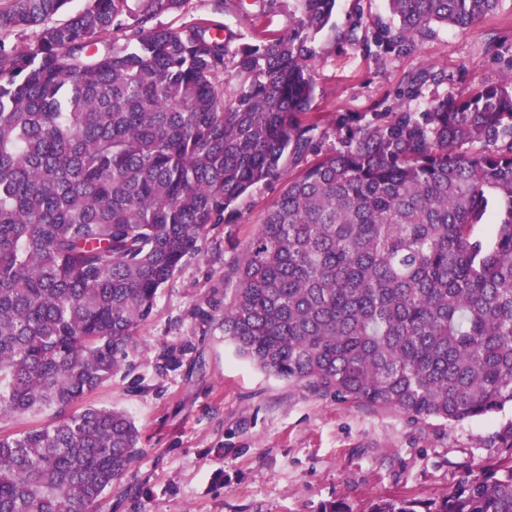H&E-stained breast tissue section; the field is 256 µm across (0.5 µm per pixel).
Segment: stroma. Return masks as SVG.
Instances as JSON below:
<instances>
[{"mask_svg":"<svg viewBox=\"0 0 512 512\" xmlns=\"http://www.w3.org/2000/svg\"><path fill=\"white\" fill-rule=\"evenodd\" d=\"M390 21L387 0H338L312 41L320 153L338 144L339 114L417 112L512 70V0L473 27L437 25L403 49L367 52L365 37ZM426 64L443 82L404 97L409 77ZM283 187L258 185L209 228L198 254L159 289L121 371L88 397L124 411L141 436L127 478L103 494L96 512H321L337 501L371 512L393 496L429 502L505 456L496 436L511 408L452 426L414 421L393 408L313 393L237 354L224 336L231 271Z\"/></svg>","mask_w":512,"mask_h":512,"instance_id":"1","label":"stroma"}]
</instances>
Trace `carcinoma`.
Wrapping results in <instances>:
<instances>
[{
    "label": "carcinoma",
    "instance_id": "carcinoma-1",
    "mask_svg": "<svg viewBox=\"0 0 512 512\" xmlns=\"http://www.w3.org/2000/svg\"><path fill=\"white\" fill-rule=\"evenodd\" d=\"M0 0V512H93L140 452L82 405L122 368L159 289L254 187L286 179L232 271L224 335L261 370L444 424L512 406V73L424 112L342 114L317 151L308 43L337 0H232L255 31L159 16L190 0ZM502 0H388L402 48ZM66 18L59 19L57 15ZM442 76L424 67L413 89ZM487 224L491 233H477ZM511 449L426 512H512ZM395 496L373 512H418ZM48 414L49 413L39 416L15 415L11 417H5L0 421V433H2V435H12L20 433L29 428L43 425L49 419Z\"/></svg>",
    "mask_w": 512,
    "mask_h": 512
}]
</instances>
